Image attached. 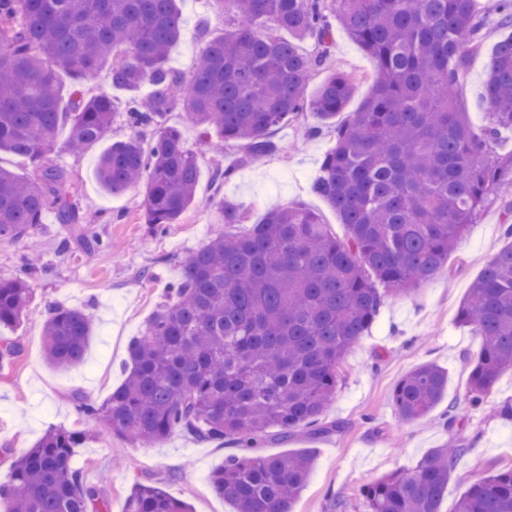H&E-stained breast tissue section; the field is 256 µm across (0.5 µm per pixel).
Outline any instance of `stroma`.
<instances>
[{
    "label": "stroma",
    "instance_id": "1",
    "mask_svg": "<svg viewBox=\"0 0 512 512\" xmlns=\"http://www.w3.org/2000/svg\"><path fill=\"white\" fill-rule=\"evenodd\" d=\"M183 35L172 48L168 65L188 71L199 49L200 19L224 26V16L209 0H182ZM502 35L489 21L487 36L471 57L459 86V101L475 129L484 128L487 108L481 99L486 63ZM331 62L361 76L354 96L336 120L350 119L372 89L371 60L344 31H337ZM310 113L277 129L278 155L240 162V149L201 160L198 204L189 207L165 232L146 222V189L138 186L110 196L96 178L99 155L132 129L118 119L100 141L78 153L61 151L53 163L63 167L82 203L100 213L90 225L91 237L107 241L104 249L67 242L68 229L55 211H46L29 240H0V276L23 275L32 300L20 325L1 326L0 340H15L20 354L0 363V484L8 483L14 461L32 448L51 428L81 429L88 436L73 457L74 468L107 494L110 512H124L134 481L155 483L190 503L193 512H234L212 485L214 472L235 453L231 442H198L173 433L155 446H132L109 439L100 420L81 414L71 395L79 391L102 402L123 379L131 339L165 299L177 281L184 260L223 231L219 214L209 200L221 195L239 203L248 223H258L270 209L301 206L318 213L336 234H344L336 213L311 190L321 160L333 146L331 137L299 140ZM229 166L232 176L215 187L216 165ZM512 224V187L492 195L461 240L448 265L413 294L387 300L375 322L345 355L344 378L325 419L337 423L327 438L299 431L288 441L259 442L261 455L305 450L315 459L314 472L293 512H332V503H349L348 512H366L360 491L384 475L414 467L432 448L463 445L466 454L456 465L440 512H455L463 492L477 480L512 465V419L500 416L512 404V370L504 372L482 407L471 404L468 376L481 350V339L457 321L458 308L490 256L503 244V227ZM59 303L86 308L94 330L83 363L56 368L42 350L48 307ZM448 373V393L430 420L405 424L391 403L396 384L424 363Z\"/></svg>",
    "mask_w": 512,
    "mask_h": 512
}]
</instances>
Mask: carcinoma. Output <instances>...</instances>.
I'll list each match as a JSON object with an SVG mask.
<instances>
[{
  "label": "carcinoma",
  "instance_id": "obj_1",
  "mask_svg": "<svg viewBox=\"0 0 512 512\" xmlns=\"http://www.w3.org/2000/svg\"><path fill=\"white\" fill-rule=\"evenodd\" d=\"M224 32L200 23L201 49L188 73L166 65L181 38L177 0H0V151L24 159L33 175L0 166V240L31 237L44 212L57 211L69 238L87 246L83 207L49 155L67 123L64 149L103 138L117 116L112 95L88 82L132 92L129 123L144 128L175 109L202 129L188 147L175 128L149 146L140 136L100 156L96 177L118 195L146 185V223L173 224L196 202L202 155L239 147L248 157L279 152L273 133L304 112L309 137L330 133L313 191L346 227L331 232L312 210L267 211L245 232L243 208L217 202L224 232L192 253L182 277L128 348L123 383L99 404L73 394L109 434L138 445L172 433L200 442L230 439L212 478L235 512H292L310 478L309 452L253 455L261 438L286 440L305 428L329 436L323 415L336 399L343 357L384 302L409 294L444 269L489 196L512 185V154L491 152L512 129V0H213ZM506 29L483 82L488 123L476 131L457 91L469 51L490 14ZM341 27L370 57L371 93L352 119L333 124L359 76L334 70L317 93ZM310 40L304 54L298 42ZM74 79L63 94L61 73ZM473 281L457 320L481 337L469 376L480 405L512 369V225ZM31 297L20 277L0 276V326L20 322ZM93 331L85 309L55 304L44 329L46 361L84 358ZM448 393V373L425 363L396 385L398 419L431 416ZM82 431L53 428L18 458L0 485V512H109L107 501L72 467ZM465 448L431 449L412 469L361 490L369 512H440ZM125 512H189L165 489L137 482ZM455 512H512V467L471 484Z\"/></svg>",
  "mask_w": 512,
  "mask_h": 512
}]
</instances>
